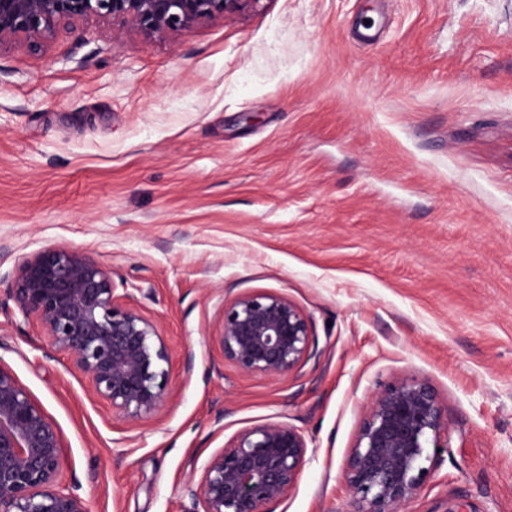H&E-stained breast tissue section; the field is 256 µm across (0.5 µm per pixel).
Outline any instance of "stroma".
<instances>
[{"label":"stroma","mask_w":512,"mask_h":512,"mask_svg":"<svg viewBox=\"0 0 512 512\" xmlns=\"http://www.w3.org/2000/svg\"><path fill=\"white\" fill-rule=\"evenodd\" d=\"M0 47V359L62 436L90 512H194L239 431L303 430L276 512H345L342 468L381 384L426 380L448 445L409 512H512V0H268L158 39L88 17ZM92 253L134 289L170 395L128 420L46 357L18 260ZM310 320L287 378L223 357L224 308Z\"/></svg>","instance_id":"obj_1"}]
</instances>
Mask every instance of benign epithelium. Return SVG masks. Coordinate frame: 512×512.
<instances>
[{
    "instance_id": "obj_1",
    "label": "benign epithelium",
    "mask_w": 512,
    "mask_h": 512,
    "mask_svg": "<svg viewBox=\"0 0 512 512\" xmlns=\"http://www.w3.org/2000/svg\"><path fill=\"white\" fill-rule=\"evenodd\" d=\"M265 0H0V46L21 41L39 52L65 29L96 16L131 23L167 39L216 15L242 16ZM10 298L39 321L52 355L91 381L97 398L125 419H141L169 395L170 354L155 321L129 289L84 251L48 246L19 262ZM311 323L288 300L252 294L224 307V359L244 375L288 376L309 357ZM448 418L434 390L405 376L380 386L367 405L342 477L345 512H402L448 447ZM308 451L304 433L270 422L246 428L201 468L187 492L203 512H274L296 487ZM61 436L43 409L0 362V512H90L86 500L58 487Z\"/></svg>"
}]
</instances>
